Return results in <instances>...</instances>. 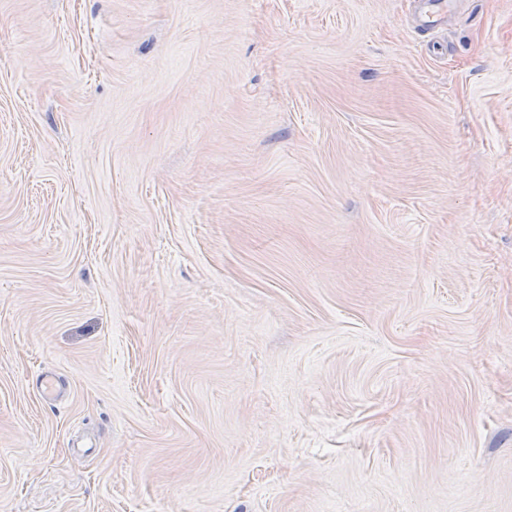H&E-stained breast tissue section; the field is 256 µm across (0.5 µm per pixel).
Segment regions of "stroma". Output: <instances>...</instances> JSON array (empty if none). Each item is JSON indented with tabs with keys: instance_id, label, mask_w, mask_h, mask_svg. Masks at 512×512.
<instances>
[{
	"instance_id": "obj_1",
	"label": "stroma",
	"mask_w": 512,
	"mask_h": 512,
	"mask_svg": "<svg viewBox=\"0 0 512 512\" xmlns=\"http://www.w3.org/2000/svg\"><path fill=\"white\" fill-rule=\"evenodd\" d=\"M420 6L0 0V512H512V0Z\"/></svg>"
}]
</instances>
